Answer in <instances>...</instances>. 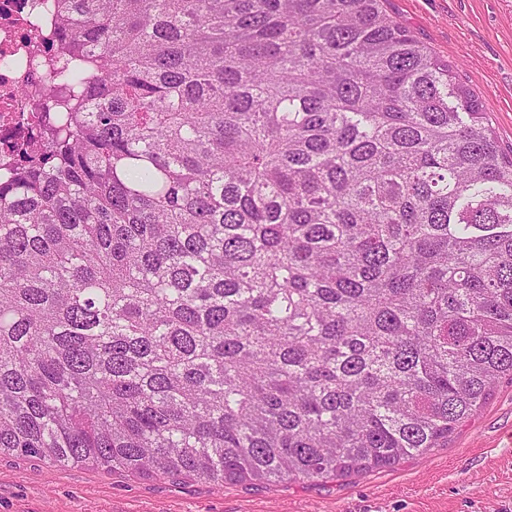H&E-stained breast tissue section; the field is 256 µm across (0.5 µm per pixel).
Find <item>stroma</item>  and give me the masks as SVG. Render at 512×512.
Segmentation results:
<instances>
[{"mask_svg": "<svg viewBox=\"0 0 512 512\" xmlns=\"http://www.w3.org/2000/svg\"><path fill=\"white\" fill-rule=\"evenodd\" d=\"M491 111L512 153V0H386ZM0 512H512V381L447 443L347 477L274 482L142 478L0 456Z\"/></svg>", "mask_w": 512, "mask_h": 512, "instance_id": "35a3bbf8", "label": "stroma"}]
</instances>
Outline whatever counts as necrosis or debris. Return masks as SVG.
I'll list each match as a JSON object with an SVG mask.
<instances>
[{
	"mask_svg": "<svg viewBox=\"0 0 512 512\" xmlns=\"http://www.w3.org/2000/svg\"><path fill=\"white\" fill-rule=\"evenodd\" d=\"M56 0H0V170L39 137L48 101Z\"/></svg>",
	"mask_w": 512,
	"mask_h": 512,
	"instance_id": "4bbe7bcc",
	"label": "necrosis or debris"
}]
</instances>
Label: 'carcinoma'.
<instances>
[{"instance_id": "cac0c4a2", "label": "carcinoma", "mask_w": 512, "mask_h": 512, "mask_svg": "<svg viewBox=\"0 0 512 512\" xmlns=\"http://www.w3.org/2000/svg\"><path fill=\"white\" fill-rule=\"evenodd\" d=\"M0 179V454L323 478L512 378V156L384 0H57Z\"/></svg>"}]
</instances>
